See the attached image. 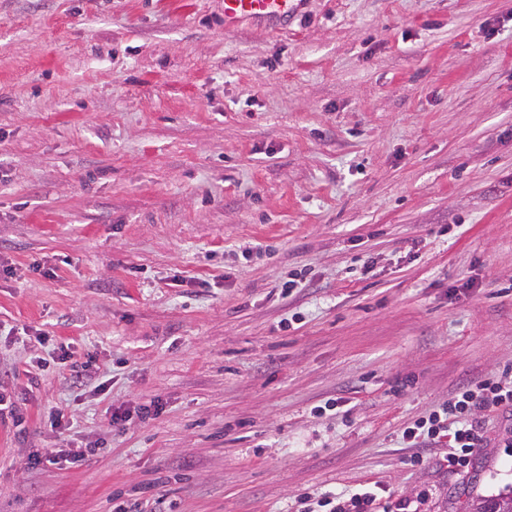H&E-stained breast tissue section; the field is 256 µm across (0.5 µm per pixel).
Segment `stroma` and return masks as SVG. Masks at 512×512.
<instances>
[{"label": "stroma", "mask_w": 512, "mask_h": 512, "mask_svg": "<svg viewBox=\"0 0 512 512\" xmlns=\"http://www.w3.org/2000/svg\"><path fill=\"white\" fill-rule=\"evenodd\" d=\"M0 261V512L512 495V419L402 439L512 369V0H0ZM295 1L297 0H224V28L234 30L245 21L265 26L281 25L294 14ZM497 411L512 417V378L489 376L459 391L428 417L407 428L408 448H424L448 438V452L440 462L450 472L468 470L484 438V413ZM455 425L453 429L448 425ZM83 452L66 451L60 448H44L43 452L37 451L32 457L29 458V465L32 467L40 465L41 463L48 462L50 464H58L60 461H64L70 464H74L81 460Z\"/></svg>", "instance_id": "stroma-1"}]
</instances>
